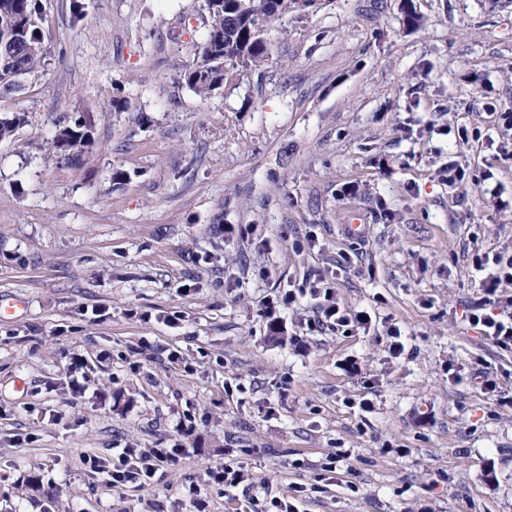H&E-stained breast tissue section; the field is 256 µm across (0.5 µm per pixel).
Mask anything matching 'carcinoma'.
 <instances>
[{
  "label": "carcinoma",
  "mask_w": 512,
  "mask_h": 512,
  "mask_svg": "<svg viewBox=\"0 0 512 512\" xmlns=\"http://www.w3.org/2000/svg\"><path fill=\"white\" fill-rule=\"evenodd\" d=\"M41 0H0V96L18 93L29 81L42 76L48 50L38 33ZM314 0H202L198 14L206 30L189 41L194 63L177 83L202 98L224 88L233 77L265 64L273 54L267 38L270 28L291 13L314 7ZM15 112L0 116V140H9L24 123ZM92 144L90 124L78 116L56 129L53 152L73 165L81 163Z\"/></svg>",
  "instance_id": "obj_1"
}]
</instances>
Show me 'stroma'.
Instances as JSON below:
<instances>
[{"mask_svg":"<svg viewBox=\"0 0 512 512\" xmlns=\"http://www.w3.org/2000/svg\"><path fill=\"white\" fill-rule=\"evenodd\" d=\"M200 2L41 0L47 70L0 98L27 115L0 141V512H185L192 483L264 512L208 485L233 456L299 512H512V349L463 317L471 251L512 252V0H317L205 100L175 83ZM80 115L73 166L49 147ZM313 271L369 331L276 304ZM176 445L141 489L83 461Z\"/></svg>","mask_w":512,"mask_h":512,"instance_id":"1","label":"stroma"}]
</instances>
